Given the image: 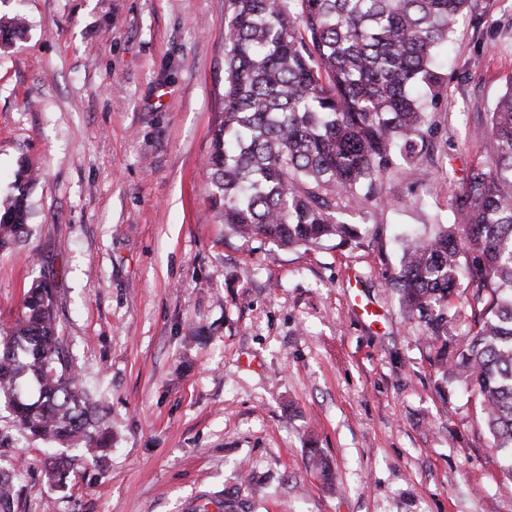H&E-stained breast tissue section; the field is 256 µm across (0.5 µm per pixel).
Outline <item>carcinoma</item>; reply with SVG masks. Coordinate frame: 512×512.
I'll return each mask as SVG.
<instances>
[{"instance_id": "1", "label": "carcinoma", "mask_w": 512, "mask_h": 512, "mask_svg": "<svg viewBox=\"0 0 512 512\" xmlns=\"http://www.w3.org/2000/svg\"><path fill=\"white\" fill-rule=\"evenodd\" d=\"M471 0H229L224 34V119L207 158L224 226L288 247L361 245L336 219V198L381 199L402 159L422 177L429 109L448 78L435 66ZM0 22V47L22 32ZM475 136L452 224L401 239L391 280L400 307L422 325L442 377L476 395L492 447L512 477V79ZM33 178L22 169L0 199V251L28 231ZM464 298L475 331L448 348L449 309ZM0 403L15 429L54 447L112 448L105 406L84 385L60 336L49 279L24 293L0 333ZM79 458L48 455L47 480L66 487ZM14 497L0 470V512Z\"/></svg>"}]
</instances>
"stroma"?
I'll use <instances>...</instances> for the list:
<instances>
[{
  "mask_svg": "<svg viewBox=\"0 0 512 512\" xmlns=\"http://www.w3.org/2000/svg\"><path fill=\"white\" fill-rule=\"evenodd\" d=\"M0 197L37 175L0 252V328L54 279L59 328L107 407L112 450L50 485L17 437L13 512H512L462 383L439 390L390 279L399 240L452 223L470 132L512 78V0H473L439 55L427 179L341 198L360 248L224 228L205 167L224 111L228 0H0ZM321 455L333 474L314 467Z\"/></svg>",
  "mask_w": 512,
  "mask_h": 512,
  "instance_id": "stroma-1",
  "label": "stroma"
}]
</instances>
